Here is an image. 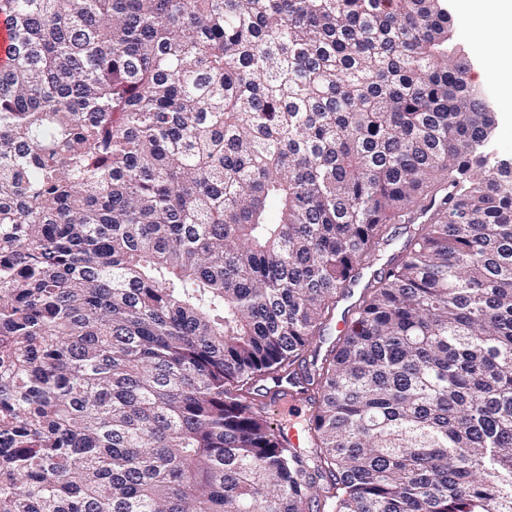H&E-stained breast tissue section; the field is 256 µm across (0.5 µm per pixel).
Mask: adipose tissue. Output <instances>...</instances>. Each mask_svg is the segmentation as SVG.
<instances>
[{"mask_svg": "<svg viewBox=\"0 0 512 512\" xmlns=\"http://www.w3.org/2000/svg\"><path fill=\"white\" fill-rule=\"evenodd\" d=\"M453 11L481 31L474 51L502 96L512 100V0H451Z\"/></svg>", "mask_w": 512, "mask_h": 512, "instance_id": "adipose-tissue-1", "label": "adipose tissue"}]
</instances>
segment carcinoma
I'll return each instance as SVG.
<instances>
[{
  "label": "carcinoma",
  "instance_id": "carcinoma-1",
  "mask_svg": "<svg viewBox=\"0 0 512 512\" xmlns=\"http://www.w3.org/2000/svg\"><path fill=\"white\" fill-rule=\"evenodd\" d=\"M0 17V512H512V172L446 0ZM405 237L404 225L393 224L389 230V238H391L389 245L379 254L371 267L364 268L361 271L362 275L351 285L345 296L339 299L333 319L325 328L323 336L316 339L315 345L321 356L337 342L338 337L343 333L341 328L345 330L346 324L342 321L341 328L339 324L344 313L347 317V310L357 302L363 292V288H365L368 281L372 280L374 273L384 268L386 263L401 251ZM273 386L271 380L259 381L254 385L253 398L255 399L254 403L264 408L269 416L271 417V421L273 420L275 424L283 423L284 425H293V427L300 428L305 423V419L310 414V405L306 401L303 406L302 411L294 412L292 409H289V405H285L281 408L271 407L267 400V391L269 388Z\"/></svg>",
  "mask_w": 512,
  "mask_h": 512
}]
</instances>
